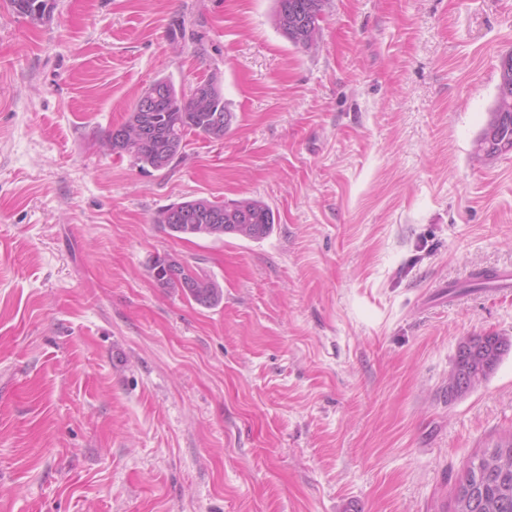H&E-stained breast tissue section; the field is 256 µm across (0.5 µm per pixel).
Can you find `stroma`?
<instances>
[{"label": "stroma", "instance_id": "obj_1", "mask_svg": "<svg viewBox=\"0 0 512 512\" xmlns=\"http://www.w3.org/2000/svg\"><path fill=\"white\" fill-rule=\"evenodd\" d=\"M0 0V512H451L512 434V353L448 397L458 342L512 339V152L486 161L512 0ZM223 76L224 139L169 168L100 145L167 77ZM255 198V241L171 237ZM170 254L217 279L158 288ZM50 0H9L8 4L13 13L29 17L33 24H42L50 19L51 14L48 12L49 6L42 11H36L41 6H45ZM35 12V13H34ZM34 13V14H33ZM292 2L295 3L292 6L293 13L296 15L303 14V18L308 17L309 23L312 25L305 42L300 41L292 30L293 20L290 17V12L288 14L285 13L287 10L286 4L289 6ZM325 5V0H275L273 23L276 29L294 46L309 49L317 43L320 32L319 21L322 18ZM311 37L313 39L311 42H308ZM186 208L191 209L190 216L183 210ZM176 210L175 221H172L171 214ZM155 224L180 239L240 235L258 241L272 233L275 218L272 209L261 200L242 199L228 203L197 198L169 206L158 214ZM150 273L159 288L179 291L200 307L212 308L223 300V288L215 279L187 264L171 261L168 254L153 259Z\"/></svg>", "mask_w": 512, "mask_h": 512}]
</instances>
